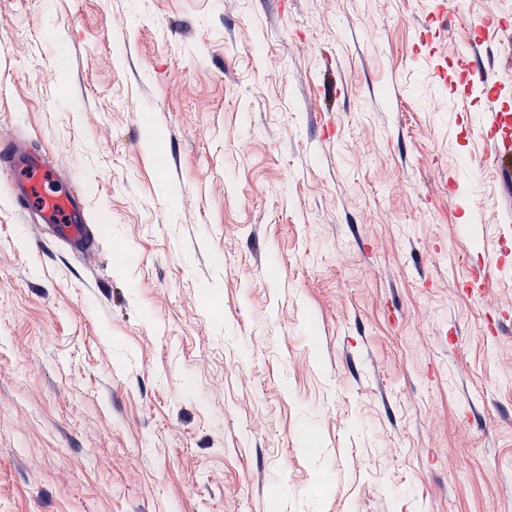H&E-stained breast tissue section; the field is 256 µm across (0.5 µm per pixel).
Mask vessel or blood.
Masks as SVG:
<instances>
[{"label":"vessel or blood","mask_w":512,"mask_h":512,"mask_svg":"<svg viewBox=\"0 0 512 512\" xmlns=\"http://www.w3.org/2000/svg\"><path fill=\"white\" fill-rule=\"evenodd\" d=\"M493 105L478 121L485 131L493 154L492 165L505 177L512 180V104L499 100L496 89H489ZM46 153L36 151L30 138L17 135L0 136V187L7 192L14 211L21 215L37 214L41 233L57 230V239L73 255L83 258L95 256L98 251V229L91 224L84 207L82 195L60 190L58 194L46 196L41 206H31L33 185L19 179V171L34 166H50ZM62 211L66 223L57 224L54 213Z\"/></svg>","instance_id":"1"}]
</instances>
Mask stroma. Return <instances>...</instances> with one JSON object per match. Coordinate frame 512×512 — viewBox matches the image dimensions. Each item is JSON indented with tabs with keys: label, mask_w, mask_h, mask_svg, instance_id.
<instances>
[{
	"label": "stroma",
	"mask_w": 512,
	"mask_h": 512,
	"mask_svg": "<svg viewBox=\"0 0 512 512\" xmlns=\"http://www.w3.org/2000/svg\"><path fill=\"white\" fill-rule=\"evenodd\" d=\"M439 8L0 0V135L111 224L0 196V512H512V0ZM492 107L477 117L485 131V140L491 144L492 165L509 180H512L510 143L512 139V108L510 103L501 101L495 87L487 91ZM34 165L55 167L46 153L36 152L30 138L16 134L0 136V186L6 190L14 211L24 216L32 213L39 216L41 242L48 236L60 241L75 256H95L98 229L97 225L90 224L82 195L60 189L57 195L46 196L41 206H31L34 187L28 180L19 179L17 172L34 168ZM56 208L68 218L64 224L56 223L53 217ZM53 225H58V235L48 232Z\"/></svg>",
	"instance_id": "obj_1"
}]
</instances>
